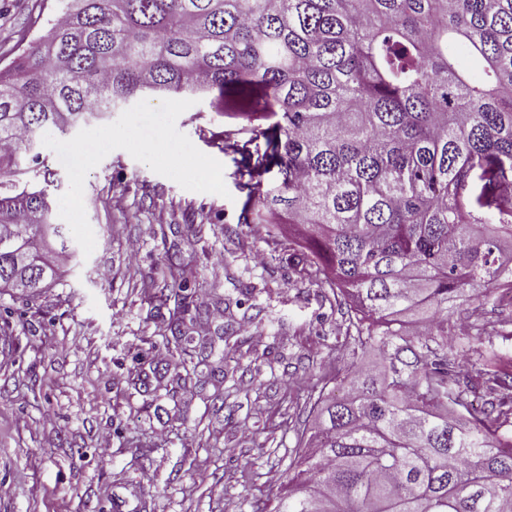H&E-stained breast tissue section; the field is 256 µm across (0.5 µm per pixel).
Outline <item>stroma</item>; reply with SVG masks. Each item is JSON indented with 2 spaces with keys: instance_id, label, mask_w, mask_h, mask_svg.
I'll use <instances>...</instances> for the list:
<instances>
[{
  "instance_id": "stroma-1",
  "label": "stroma",
  "mask_w": 512,
  "mask_h": 512,
  "mask_svg": "<svg viewBox=\"0 0 512 512\" xmlns=\"http://www.w3.org/2000/svg\"><path fill=\"white\" fill-rule=\"evenodd\" d=\"M66 4L0 0V67ZM246 123L206 97L176 121L222 163L224 197L110 152L85 180L91 256L35 299L0 289V512H273L319 394L350 364L380 369L376 350L346 354L347 307L285 250L287 225L240 223L232 142ZM181 289L201 356L171 341ZM179 371L192 380L175 388Z\"/></svg>"
}]
</instances>
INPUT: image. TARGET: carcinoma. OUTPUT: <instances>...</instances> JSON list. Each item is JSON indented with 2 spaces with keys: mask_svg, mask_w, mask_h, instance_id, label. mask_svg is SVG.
I'll return each mask as SVG.
<instances>
[{
  "mask_svg": "<svg viewBox=\"0 0 512 512\" xmlns=\"http://www.w3.org/2000/svg\"><path fill=\"white\" fill-rule=\"evenodd\" d=\"M75 2L0 69V286L29 299L57 273L13 248L48 224L42 130L146 93L256 105L241 221L300 227L288 250L384 359L319 398L274 512H512V360L460 345L501 393L477 409L445 351L448 312L512 295V0Z\"/></svg>",
  "mask_w": 512,
  "mask_h": 512,
  "instance_id": "cac0c4a2",
  "label": "carcinoma"
}]
</instances>
